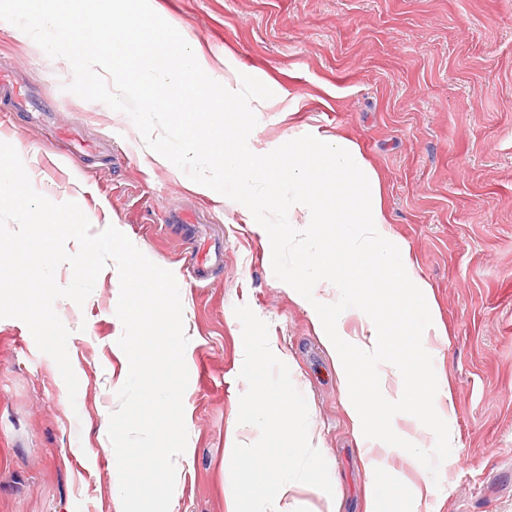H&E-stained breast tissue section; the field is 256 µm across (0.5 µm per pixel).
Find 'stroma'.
I'll list each match as a JSON object with an SVG mask.
<instances>
[{
	"label": "stroma",
	"mask_w": 512,
	"mask_h": 512,
	"mask_svg": "<svg viewBox=\"0 0 512 512\" xmlns=\"http://www.w3.org/2000/svg\"><path fill=\"white\" fill-rule=\"evenodd\" d=\"M204 56L274 81L284 100L258 113L250 149L273 150L309 132L343 134L381 178L390 222L413 274L432 290L444 327L423 337L448 390L454 433L425 447L435 493L414 504L400 453L381 457L405 485L378 512H512V0H151ZM0 72L32 98L0 102V142L21 155L36 191L76 202L93 231L115 226L180 288L189 338L184 394L187 448L176 460L170 512H226L227 434L251 399L243 377L294 397L292 426L275 416L246 430L250 448L319 436L336 474L339 512H364V435L308 309L278 280L271 245L242 221L244 205L198 191L156 159L128 115L65 92L69 63L50 59L0 21ZM204 216L224 235V264L189 276L172 210ZM120 284L107 264L84 305L55 310L71 331L76 400L27 325L0 319V512H121L104 421L119 406L129 363L118 345ZM276 337L286 360L251 367Z\"/></svg>",
	"instance_id": "stroma-1"
}]
</instances>
